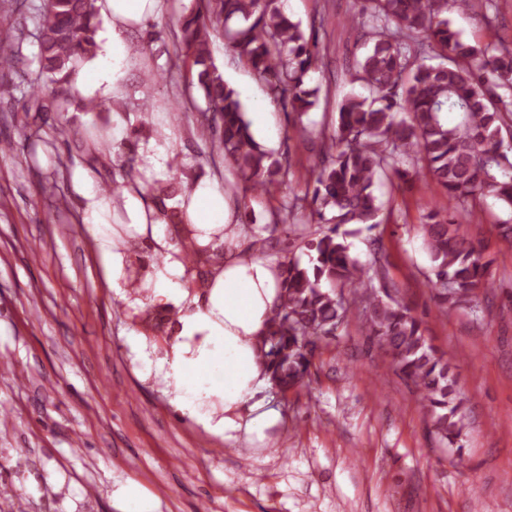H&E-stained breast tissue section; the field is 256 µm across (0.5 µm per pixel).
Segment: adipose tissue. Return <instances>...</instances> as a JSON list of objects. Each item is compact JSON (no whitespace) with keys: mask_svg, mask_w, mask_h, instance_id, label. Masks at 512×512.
I'll return each mask as SVG.
<instances>
[{"mask_svg":"<svg viewBox=\"0 0 512 512\" xmlns=\"http://www.w3.org/2000/svg\"><path fill=\"white\" fill-rule=\"evenodd\" d=\"M157 0H104L108 19L100 34L102 49L82 65L77 85L83 96L116 94L129 68L123 29L152 17ZM200 248H223L224 260L211 269L199 295L180 282L179 247L170 241L161 219L152 217L138 196L128 198L132 239L150 238L154 251L166 254L163 267L147 274L148 292L134 303L160 310L178 309L177 332L168 337L164 355L151 356L137 336L128 344L143 356L146 373L173 379L174 405L182 416L225 440L261 441L276 421L264 393L271 385L261 342L268 321L281 303L280 268L247 250L240 225L231 223L223 194L209 179L197 181L175 200Z\"/></svg>","mask_w":512,"mask_h":512,"instance_id":"obj_1","label":"adipose tissue"}]
</instances>
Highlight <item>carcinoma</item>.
I'll use <instances>...</instances> for the list:
<instances>
[{"mask_svg": "<svg viewBox=\"0 0 512 512\" xmlns=\"http://www.w3.org/2000/svg\"><path fill=\"white\" fill-rule=\"evenodd\" d=\"M493 8L495 0H358L349 26L366 51L354 71L369 95L346 96L334 123L319 129L302 121L317 102L306 79L324 66L318 28L313 22L304 30L285 12L284 0H197L195 12L179 19L176 54L178 61H192L205 95L199 129L245 189L262 194L286 182L293 155L288 145L275 158L256 141L238 94L210 59L211 34H220L264 81L271 100L294 115L288 140L319 146L313 185L291 194L267 225L288 230L314 252L308 265L282 262V303L262 344L272 385L283 394L301 385L322 341L336 335L350 303L321 283L337 284L361 298L367 339L411 383L430 433L459 455L466 415L450 364L428 342L423 321L398 300L381 259L366 267L351 258L340 228L383 223L376 180L384 177L403 190L428 176L456 202L446 214L429 211L420 224L436 305L441 311L470 307L494 287L493 259L459 226L475 223L489 199L512 211V101L503 96L512 94V47L467 41L448 21L450 9L475 15ZM99 26L95 0H44L34 34L37 60L63 105L80 99L78 63L95 55ZM17 53L12 39L1 38L0 68L12 65ZM122 177L110 191L119 193L141 177L135 154L123 161ZM174 195L168 186L147 185L146 197L163 218L184 226L183 213L165 204ZM306 213L324 228L313 231L300 222ZM182 247L189 284L201 289L212 254L196 248L189 235Z\"/></svg>", "mask_w": 512, "mask_h": 512, "instance_id": "carcinoma-1", "label": "carcinoma"}]
</instances>
